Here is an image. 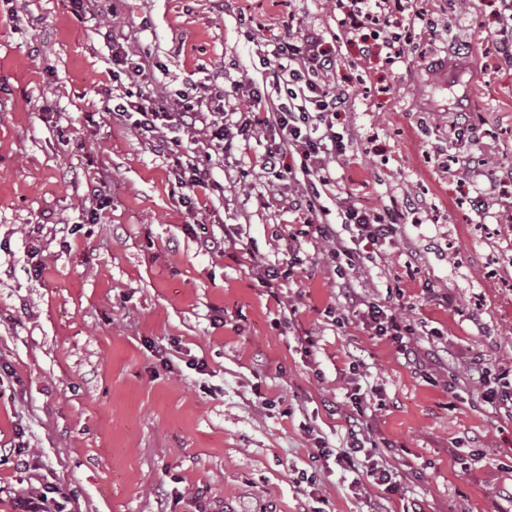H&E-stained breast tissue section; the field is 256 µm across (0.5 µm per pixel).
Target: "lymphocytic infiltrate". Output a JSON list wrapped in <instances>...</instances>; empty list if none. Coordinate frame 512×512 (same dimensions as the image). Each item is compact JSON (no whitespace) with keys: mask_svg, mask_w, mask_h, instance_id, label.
Instances as JSON below:
<instances>
[{"mask_svg":"<svg viewBox=\"0 0 512 512\" xmlns=\"http://www.w3.org/2000/svg\"><path fill=\"white\" fill-rule=\"evenodd\" d=\"M338 6L344 15L342 23L349 33L357 35L389 23L383 0H338ZM263 64L278 85L281 103L268 104L263 88L251 78L229 89L223 83L213 82L209 87V98L217 102L218 107L208 112L201 111L191 97H183L172 104L165 94L144 85L138 92L120 94L117 104L111 108L112 117L133 126L157 153L169 159L176 187L188 203L197 192H214L218 186L210 181L203 164L185 156L182 151L184 135L202 133L208 153L221 156L234 147L226 133L229 125H236L238 136L246 142L257 132L274 130L277 138L266 148L262 166L279 177L289 170L286 157H299L304 207L307 212L321 216L320 235L333 242L334 252L351 257L358 245L377 247L386 243L392 238L395 227L383 223L372 211L353 205L344 207L341 224L352 232L348 239L341 237L338 226L323 219L327 209L321 198L333 185L326 161L342 155L346 149L344 137L337 131L335 123L336 112L343 100L319 79L320 73L335 68V51L324 46L322 36L309 28L299 36L274 41L270 56ZM241 96L251 100L252 108L236 120L231 113L221 109L220 104L226 98ZM362 317L375 335L403 344L405 357H417V350L403 343L412 333L409 325L373 302L367 303ZM360 425V420L352 421L348 447L336 452L321 448V457L332 455L337 461L349 464L355 457H363L376 483L381 486L390 484V471L380 465L374 446L361 438ZM19 507L21 512H75V500L46 481L23 494Z\"/></svg>","mask_w":512,"mask_h":512,"instance_id":"obj_1","label":"lymphocytic infiltrate"}]
</instances>
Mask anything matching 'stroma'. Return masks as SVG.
Instances as JSON below:
<instances>
[{"label":"stroma","instance_id":"obj_1","mask_svg":"<svg viewBox=\"0 0 512 512\" xmlns=\"http://www.w3.org/2000/svg\"><path fill=\"white\" fill-rule=\"evenodd\" d=\"M413 10L438 23L390 66L362 56L336 0H100L81 16L0 0V512L32 483L22 454L77 512H512V419L470 371L512 379V265L493 249L512 239V63L489 58L484 0ZM307 28L335 49L326 81L345 98L328 221L344 198L420 214L352 259L291 208L296 182L265 205L264 134L213 158L224 190L190 207L105 110L113 43L173 99L219 69L228 87L260 78L273 37ZM443 61L461 86L434 84ZM347 281L438 363L366 328ZM356 383L395 491L316 457L346 447Z\"/></svg>","mask_w":512,"mask_h":512}]
</instances>
